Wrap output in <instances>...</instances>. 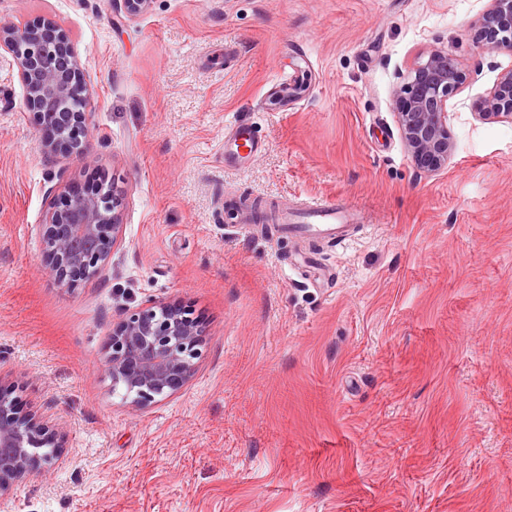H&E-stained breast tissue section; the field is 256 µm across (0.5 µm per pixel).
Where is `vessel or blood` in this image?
Returning <instances> with one entry per match:
<instances>
[{
  "mask_svg": "<svg viewBox=\"0 0 512 512\" xmlns=\"http://www.w3.org/2000/svg\"><path fill=\"white\" fill-rule=\"evenodd\" d=\"M262 148V142L254 137L248 124L238 120L233 124L231 138L224 145V158L235 162L242 156L259 154ZM355 219V213L336 202L316 199L293 213L284 214L282 228L291 236L344 242L349 238L350 225Z\"/></svg>",
  "mask_w": 512,
  "mask_h": 512,
  "instance_id": "vessel-or-blood-1",
  "label": "vessel or blood"
}]
</instances>
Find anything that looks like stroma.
I'll return each mask as SVG.
<instances>
[{
  "label": "stroma",
  "instance_id": "35a3bbf8",
  "mask_svg": "<svg viewBox=\"0 0 512 512\" xmlns=\"http://www.w3.org/2000/svg\"><path fill=\"white\" fill-rule=\"evenodd\" d=\"M489 0H0L50 18L90 90L83 156L44 155L0 62V384L49 408L64 461L15 512H512V119L474 116L512 51L470 26ZM447 50L455 150L427 172L393 92ZM264 151L224 161L231 121ZM115 173L122 243L59 285L40 224L61 184ZM350 205L338 245L245 226ZM175 302L206 341L193 378L138 408L103 368L113 327Z\"/></svg>",
  "mask_w": 512,
  "mask_h": 512
}]
</instances>
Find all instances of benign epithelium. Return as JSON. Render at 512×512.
I'll return each mask as SVG.
<instances>
[{
  "instance_id": "1",
  "label": "benign epithelium",
  "mask_w": 512,
  "mask_h": 512,
  "mask_svg": "<svg viewBox=\"0 0 512 512\" xmlns=\"http://www.w3.org/2000/svg\"><path fill=\"white\" fill-rule=\"evenodd\" d=\"M475 31L482 49L512 50V0H490ZM150 0H111L115 11L135 18ZM10 58L26 91V107L50 137L40 141L47 155H83L89 129V89L67 32L50 19L16 25L0 22V59ZM456 58L443 50L414 63L394 90L397 123L414 165L424 171L448 163V99L464 83ZM512 116V70L498 77L478 116ZM42 264L62 286L102 271L122 241L123 190L105 174L93 187L67 185L41 224ZM205 344L203 329L180 308L152 302L128 313L112 332L104 358L112 392L135 407H147L189 382ZM63 453L50 415L19 416L0 388V478L20 479L52 471Z\"/></svg>"
}]
</instances>
